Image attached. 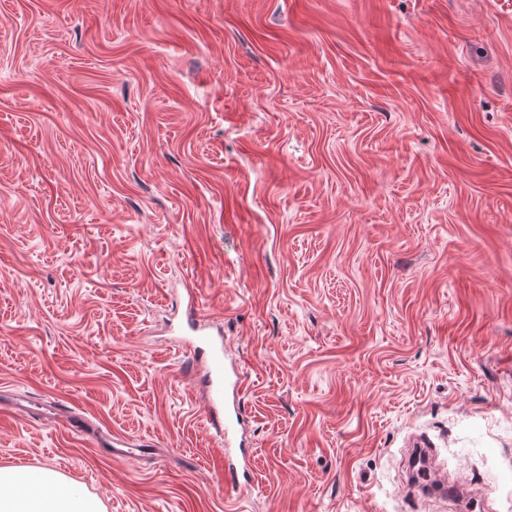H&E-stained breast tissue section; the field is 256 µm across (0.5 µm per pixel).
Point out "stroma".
<instances>
[{
	"mask_svg": "<svg viewBox=\"0 0 512 512\" xmlns=\"http://www.w3.org/2000/svg\"><path fill=\"white\" fill-rule=\"evenodd\" d=\"M416 448L512 512V0H0V467L102 512H469ZM189 328L198 336L193 343V359H203L206 367L203 378L206 419L216 438L217 446L225 447L224 485L239 491L250 486L254 477L246 471L245 463L229 460L227 450L233 444L235 429L224 419V413L230 407L231 391L232 407L238 415L239 402L236 403V397L243 383L239 373L224 364L223 338L198 333L199 330L192 323L189 324Z\"/></svg>",
	"mask_w": 512,
	"mask_h": 512,
	"instance_id": "stroma-1",
	"label": "stroma"
}]
</instances>
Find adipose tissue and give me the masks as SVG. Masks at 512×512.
I'll list each match as a JSON object with an SVG mask.
<instances>
[{"label": "adipose tissue", "mask_w": 512, "mask_h": 512, "mask_svg": "<svg viewBox=\"0 0 512 512\" xmlns=\"http://www.w3.org/2000/svg\"><path fill=\"white\" fill-rule=\"evenodd\" d=\"M37 475L32 481L26 472L0 467V512H101L94 497L57 471L44 468Z\"/></svg>", "instance_id": "obj_1"}]
</instances>
